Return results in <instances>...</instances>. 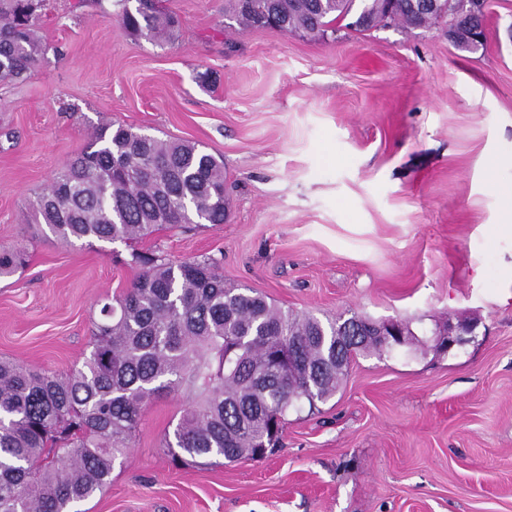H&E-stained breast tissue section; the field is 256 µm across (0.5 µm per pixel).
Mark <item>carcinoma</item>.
<instances>
[{
  "instance_id": "obj_1",
  "label": "carcinoma",
  "mask_w": 512,
  "mask_h": 512,
  "mask_svg": "<svg viewBox=\"0 0 512 512\" xmlns=\"http://www.w3.org/2000/svg\"><path fill=\"white\" fill-rule=\"evenodd\" d=\"M116 0L130 34L175 39L179 21L156 0ZM42 0H0V81H18L45 55L36 35ZM225 0L237 24L275 22L284 33L325 35L332 24L367 31L426 27L443 17L465 49L483 15L465 0ZM229 190L224 162L181 139L121 123L98 127L38 197L36 210L63 243L127 245L161 228L222 224ZM139 274L100 304L92 350L82 367L58 376L0 359V512H74L103 492L132 441L143 408L184 393V408L161 447L179 463L258 458L279 441L289 410L335 395L353 357L392 347L357 335L354 318L327 323L284 311L249 288L224 283L216 258L167 262L133 250ZM23 264L0 250V278Z\"/></svg>"
}]
</instances>
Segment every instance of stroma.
Wrapping results in <instances>:
<instances>
[{
  "label": "stroma",
  "instance_id": "obj_1",
  "mask_svg": "<svg viewBox=\"0 0 512 512\" xmlns=\"http://www.w3.org/2000/svg\"><path fill=\"white\" fill-rule=\"evenodd\" d=\"M162 5L170 42L128 33L114 0H45L46 54L0 83V248L24 257L0 279V359L80 366L98 300L138 274L129 246H66L30 217L109 122L198 143L231 186L224 223L139 250L220 259L225 284L324 321L477 327L445 354L357 355L261 459L174 465L161 440L188 400L155 399L81 512H512V0H487L474 52L444 18L312 39L232 25L224 0Z\"/></svg>",
  "mask_w": 512,
  "mask_h": 512
}]
</instances>
